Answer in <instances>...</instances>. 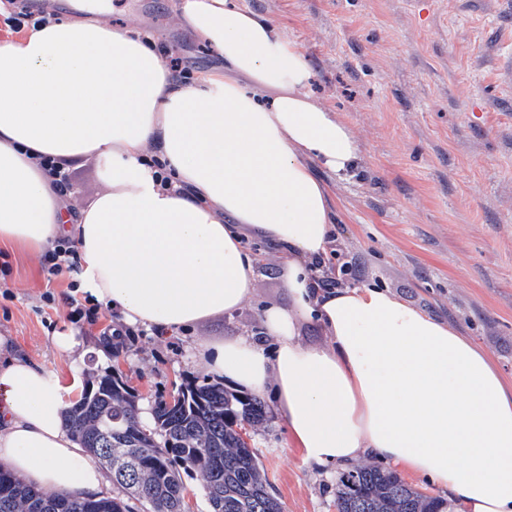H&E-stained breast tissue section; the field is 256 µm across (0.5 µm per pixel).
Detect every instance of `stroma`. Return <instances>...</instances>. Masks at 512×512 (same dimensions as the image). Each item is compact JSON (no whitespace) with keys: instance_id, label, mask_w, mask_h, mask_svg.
<instances>
[{"instance_id":"obj_1","label":"stroma","mask_w":512,"mask_h":512,"mask_svg":"<svg viewBox=\"0 0 512 512\" xmlns=\"http://www.w3.org/2000/svg\"><path fill=\"white\" fill-rule=\"evenodd\" d=\"M268 17L311 59L313 97L358 136L362 159L349 180L319 177L337 204L336 255L345 284L388 288L485 350L512 381V8L501 0H241ZM113 26L149 30L157 44L200 72H220L211 48L178 27L173 0H110ZM76 187L67 204L85 207L106 189L91 157L67 160ZM254 299L233 316L192 332L120 341L111 371L138 404L154 405L185 380L207 379L191 362L211 336L260 330V310L287 305L280 259L264 241ZM41 254L0 246V335L71 384L69 359L54 344L75 333L94 344L116 315L80 320L84 292L73 272L47 275ZM52 293L44 301V293ZM283 512H336L333 469L305 462L276 413L252 433Z\"/></svg>"}]
</instances>
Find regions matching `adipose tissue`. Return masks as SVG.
<instances>
[{"label": "adipose tissue", "instance_id": "adipose-tissue-1", "mask_svg": "<svg viewBox=\"0 0 512 512\" xmlns=\"http://www.w3.org/2000/svg\"><path fill=\"white\" fill-rule=\"evenodd\" d=\"M49 18L0 46V244L41 252L74 242L76 281L123 323L189 332L252 297L247 239L280 255L288 303L263 310L264 348L241 333L193 357L236 389L271 395L321 468L373 456L446 487L465 512H512V383L489 355L386 289L314 290L336 231L321 166L353 176L361 145L308 94L306 53L239 0H176L181 27L223 73L176 82L152 39L107 19ZM97 159L106 190L71 210L40 157ZM173 180L163 188L150 164ZM323 334L317 344L302 322ZM68 389L0 336V465L51 493L100 494L107 480L66 431Z\"/></svg>", "mask_w": 512, "mask_h": 512}]
</instances>
